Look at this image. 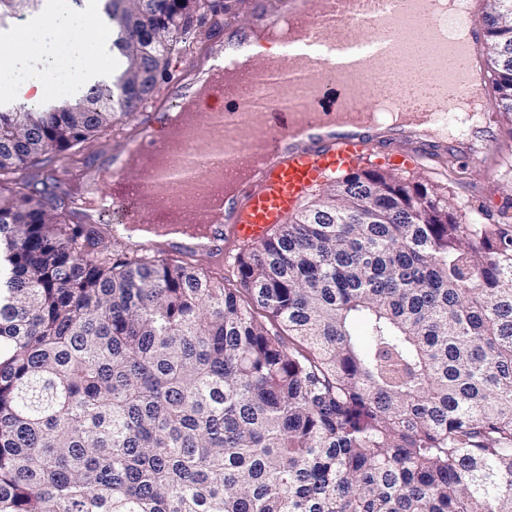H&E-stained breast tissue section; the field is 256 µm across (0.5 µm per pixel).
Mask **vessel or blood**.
I'll list each match as a JSON object with an SVG mask.
<instances>
[{"instance_id":"obj_1","label":"vessel or blood","mask_w":512,"mask_h":512,"mask_svg":"<svg viewBox=\"0 0 512 512\" xmlns=\"http://www.w3.org/2000/svg\"><path fill=\"white\" fill-rule=\"evenodd\" d=\"M468 3L470 37L458 46L440 38L447 24L429 14L426 0H254L260 27L274 29L290 18L299 22L296 42L303 50L269 61L264 69L240 72L232 84L216 82L212 99L199 106L223 132L224 178L237 185L224 202L225 228L215 235L216 254L228 246L263 241L287 222L313 187L354 167L372 148H386L402 168L417 160L440 163L449 155L473 156L475 141L487 140L498 124L492 92H485L481 123L466 138L425 134L419 122L429 112L451 121L456 113L452 91L474 76L481 84L489 82L482 3ZM223 28L204 40L201 57L192 58L185 73L149 97L135 125L124 132L122 153L161 154L177 161L178 168L149 171L137 184L114 171L106 192L114 223H205L204 207L182 178L201 172L213 147L199 140L180 152L166 139L162 121L177 109L179 94L202 66H214L225 46L243 42L232 21H224ZM375 70L386 86L373 111L409 109L415 122L397 127L339 124L340 116L362 113ZM253 142L261 144L266 162L251 174L247 157Z\"/></svg>"}]
</instances>
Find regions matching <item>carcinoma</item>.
<instances>
[{
    "mask_svg": "<svg viewBox=\"0 0 512 512\" xmlns=\"http://www.w3.org/2000/svg\"><path fill=\"white\" fill-rule=\"evenodd\" d=\"M41 5L0 0V27ZM205 7L102 0L117 81L0 110V512H512L511 224L358 169L229 288L66 222L50 156L139 110Z\"/></svg>",
    "mask_w": 512,
    "mask_h": 512,
    "instance_id": "cac0c4a2",
    "label": "carcinoma"
}]
</instances>
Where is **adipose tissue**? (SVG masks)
<instances>
[{"label":"adipose tissue","mask_w":512,"mask_h":512,"mask_svg":"<svg viewBox=\"0 0 512 512\" xmlns=\"http://www.w3.org/2000/svg\"><path fill=\"white\" fill-rule=\"evenodd\" d=\"M98 28L94 4L79 10L70 0H57L37 28L0 40V94L16 103H40L110 79L115 60L110 40L87 46L86 31Z\"/></svg>","instance_id":"obj_1"}]
</instances>
